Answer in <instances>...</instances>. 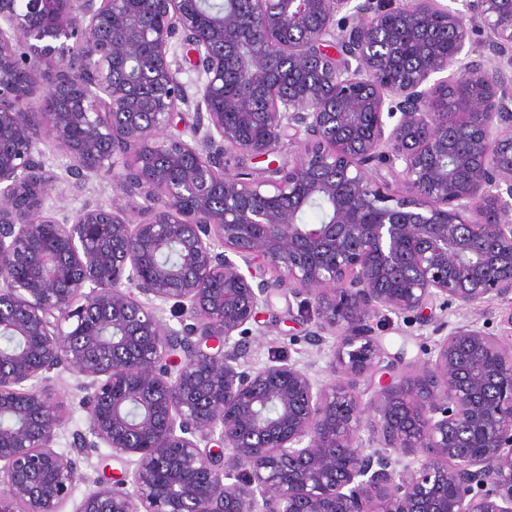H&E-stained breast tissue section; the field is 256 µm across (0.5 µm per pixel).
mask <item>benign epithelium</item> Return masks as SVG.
<instances>
[{"label":"benign epithelium","mask_w":512,"mask_h":512,"mask_svg":"<svg viewBox=\"0 0 512 512\" xmlns=\"http://www.w3.org/2000/svg\"><path fill=\"white\" fill-rule=\"evenodd\" d=\"M465 2L0 0V330L19 340L0 350L1 500L72 497L39 390L62 368L89 421L73 446L130 466L74 512H512V341L439 322L399 376L374 328L512 295V0ZM178 33L205 76L188 140ZM459 86L470 111L448 121L431 102ZM42 134L75 185L110 173L144 206L45 210ZM285 138L293 165L225 169ZM313 201L324 222L299 223ZM284 284L308 335L336 337L334 379L246 360Z\"/></svg>","instance_id":"benign-epithelium-1"}]
</instances>
